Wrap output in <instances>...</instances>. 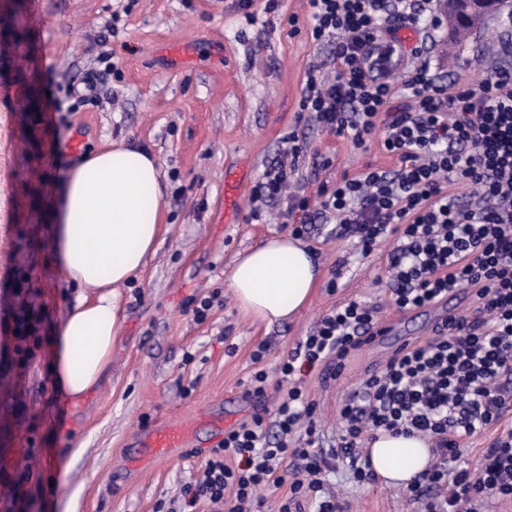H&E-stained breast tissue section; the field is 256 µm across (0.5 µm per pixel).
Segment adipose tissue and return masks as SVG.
<instances>
[{"instance_id":"adipose-tissue-1","label":"adipose tissue","mask_w":512,"mask_h":512,"mask_svg":"<svg viewBox=\"0 0 512 512\" xmlns=\"http://www.w3.org/2000/svg\"><path fill=\"white\" fill-rule=\"evenodd\" d=\"M159 171L158 160L141 149L86 154L48 209L54 262L69 281L96 291L77 299L54 340V386L70 400L83 397L109 365L119 333V290L158 241ZM319 277L306 245L280 234L239 254L228 286L242 310L271 326L307 306ZM368 454L390 488L409 485L432 459L426 440L385 432Z\"/></svg>"}]
</instances>
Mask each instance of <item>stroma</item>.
Segmentation results:
<instances>
[{"mask_svg":"<svg viewBox=\"0 0 512 512\" xmlns=\"http://www.w3.org/2000/svg\"><path fill=\"white\" fill-rule=\"evenodd\" d=\"M258 22L246 25L234 0H0V481L15 486L0 512H156L177 507L182 487L196 479L214 443L208 431L146 470L126 469L141 430L164 421L222 414L227 427L274 408L246 393L257 370L275 374L284 355L336 307L364 302L380 323L398 321L407 341L433 335L436 308L399 312L390 301L386 254L393 239L362 255L355 238L313 225L304 241L322 268L306 308L269 326L237 305L227 286L238 253L289 225L248 222L251 190L296 128L306 69L326 60L307 28L306 0H281L274 12L255 0ZM117 31L106 35L107 24ZM186 38L220 45L186 69L168 68L160 45ZM512 61V21L493 17L432 65L452 81L478 84L492 70L488 42ZM111 55L120 75L109 78L99 105L53 111L49 94L78 81ZM293 189L316 197L324 182L366 167L391 169L396 159L379 140L358 149L317 127ZM80 139L79 151L69 147ZM133 144L161 165L162 234L141 272L120 288V330L100 381L72 404L53 384V338L81 291L52 260L45 214L57 182L83 153ZM330 166H323V159ZM246 164L237 188L235 223L224 221V177ZM219 293L205 322L185 310L189 298ZM31 317L26 344L35 356L18 362L16 318ZM261 360H254L255 352ZM394 348L372 342L350 353L341 374L315 367L304 384L316 404L324 447L339 435L347 392L380 371ZM326 492L344 512H416L408 490L353 482L346 465L325 476Z\"/></svg>","mask_w":512,"mask_h":512,"instance_id":"35a3bbf8","label":"stroma"}]
</instances>
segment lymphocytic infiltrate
<instances>
[{
    "label": "lymphocytic infiltrate",
    "instance_id": "1",
    "mask_svg": "<svg viewBox=\"0 0 512 512\" xmlns=\"http://www.w3.org/2000/svg\"><path fill=\"white\" fill-rule=\"evenodd\" d=\"M311 39L329 47L333 74L308 67L300 111L321 130L355 148L379 138L398 160L393 169L365 171L318 188L320 201L290 187L304 148L289 132L251 191V220L271 209L304 236L312 224H335L368 253L386 236L392 303L401 311L446 301L461 287L475 291L472 313L452 312L422 344L397 349L384 368L344 399L335 447L316 445V406L304 375L325 362L343 367L351 350L374 338V307L349 302L321 317L278 367L277 379L252 373L248 395L278 394L273 420L263 414L225 432L200 478L183 491L179 512H255L262 490L287 457L302 460L280 512H341L322 496L324 472L345 459L352 479L372 483L363 451L375 432L431 440L435 461L410 485L419 512H488L489 502L512 499V427L500 429L476 463L461 443L498 424L512 407V64L497 65L476 85L448 82L431 65L442 19L434 0H307ZM418 40L405 47L399 26ZM80 84L68 85L71 111L95 103L116 69L97 57ZM276 437H268L267 427ZM298 447H291L295 436Z\"/></svg>",
    "mask_w": 512,
    "mask_h": 512
}]
</instances>
